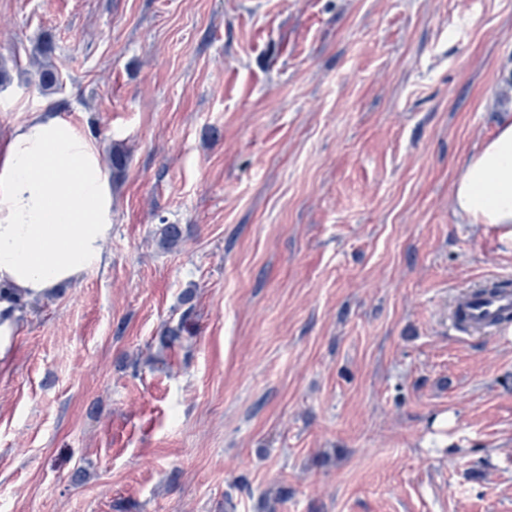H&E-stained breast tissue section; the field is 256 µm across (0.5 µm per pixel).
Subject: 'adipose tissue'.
<instances>
[{"instance_id": "ef3b65f1", "label": "adipose tissue", "mask_w": 512, "mask_h": 512, "mask_svg": "<svg viewBox=\"0 0 512 512\" xmlns=\"http://www.w3.org/2000/svg\"><path fill=\"white\" fill-rule=\"evenodd\" d=\"M458 210L512 240V119L469 161L455 187ZM112 184L96 142L43 110L14 126L0 148V359L19 299L34 300L105 259Z\"/></svg>"}]
</instances>
